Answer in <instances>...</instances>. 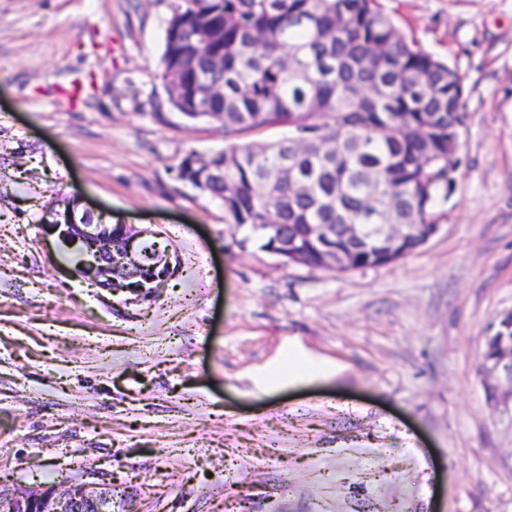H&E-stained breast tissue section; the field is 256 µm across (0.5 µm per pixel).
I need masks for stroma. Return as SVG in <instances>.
I'll list each match as a JSON object with an SVG mask.
<instances>
[{
    "label": "stroma",
    "instance_id": "1",
    "mask_svg": "<svg viewBox=\"0 0 512 512\" xmlns=\"http://www.w3.org/2000/svg\"><path fill=\"white\" fill-rule=\"evenodd\" d=\"M456 69L438 228L402 259L283 264L177 176L224 147L161 79L169 0H0V489L112 512H512V406L479 371L512 310V0H378ZM157 225L149 301L95 287L47 211ZM315 376L264 391L288 350ZM106 488H98L96 484H74L57 493L51 489L37 497H27L37 493V490L17 493H1L2 498H7L11 503L0 500L1 512H110L112 494L106 493ZM110 491V490H109ZM12 510V511H11Z\"/></svg>",
    "mask_w": 512,
    "mask_h": 512
}]
</instances>
